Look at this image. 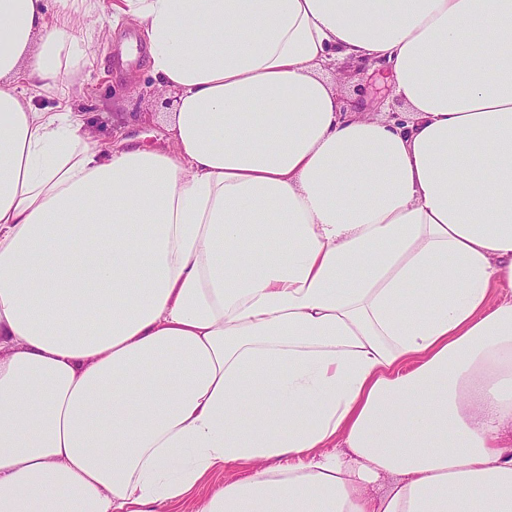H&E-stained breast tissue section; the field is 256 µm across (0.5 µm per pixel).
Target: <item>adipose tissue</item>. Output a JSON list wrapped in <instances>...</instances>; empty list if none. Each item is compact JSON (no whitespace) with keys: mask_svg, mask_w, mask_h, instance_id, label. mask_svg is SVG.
Masks as SVG:
<instances>
[{"mask_svg":"<svg viewBox=\"0 0 512 512\" xmlns=\"http://www.w3.org/2000/svg\"><path fill=\"white\" fill-rule=\"evenodd\" d=\"M56 2L0 0V512H512V0ZM109 16L165 147L34 103ZM326 76L339 88L343 102L354 104L356 98L368 99L374 116L391 118L393 112L403 110L402 104L391 93L384 97L382 90L384 86L387 87V83L383 74L370 73L366 67L350 63L329 70ZM253 472L250 465H235L227 468L224 473H217L208 477L207 481L202 484L191 498L181 504L174 506H160L157 512H195L198 502L214 488L223 485L224 482L235 479L244 474Z\"/></svg>","mask_w":512,"mask_h":512,"instance_id":"obj_1","label":"adipose tissue"}]
</instances>
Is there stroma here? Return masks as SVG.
Instances as JSON below:
<instances>
[{"label":"stroma","mask_w":512,"mask_h":512,"mask_svg":"<svg viewBox=\"0 0 512 512\" xmlns=\"http://www.w3.org/2000/svg\"><path fill=\"white\" fill-rule=\"evenodd\" d=\"M136 31L134 24L123 22L113 28L111 37L93 38L81 66V91L68 97L58 91L45 92L35 97V104L50 111L70 106L84 114L91 132L101 139L120 131L144 147L165 146L170 111L158 100L161 89L150 71L148 56H141L122 72L109 66L117 41L123 34ZM327 77L339 88L343 102L368 99L374 116L389 118L402 109L397 99L384 95L383 75L361 65L336 67L328 71Z\"/></svg>","instance_id":"1"}]
</instances>
